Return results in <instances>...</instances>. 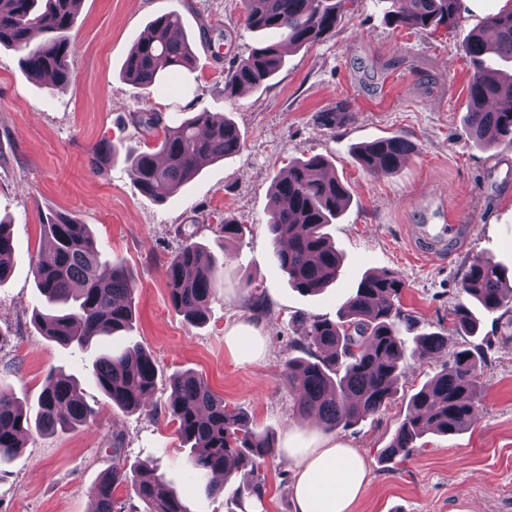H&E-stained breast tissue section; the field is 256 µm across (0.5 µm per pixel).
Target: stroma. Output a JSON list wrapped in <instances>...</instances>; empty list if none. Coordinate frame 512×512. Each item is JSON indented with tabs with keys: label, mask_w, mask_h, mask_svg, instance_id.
<instances>
[{
	"label": "stroma",
	"mask_w": 512,
	"mask_h": 512,
	"mask_svg": "<svg viewBox=\"0 0 512 512\" xmlns=\"http://www.w3.org/2000/svg\"><path fill=\"white\" fill-rule=\"evenodd\" d=\"M507 0H462L458 27L420 31L387 22L373 0H350L335 36L287 49L285 66L258 88L224 92L234 61L261 39L245 24L243 0H81L69 32L71 78L53 93L30 78L18 52L0 48V220L10 226V271L0 280V389L35 404L47 380H75L97 411L90 423L52 434L30 432L17 455L0 461V512H90L99 479L114 465L156 469L188 512H240L237 489L264 485L251 512H292L294 471L270 459L209 496L190 477L189 449L167 411L170 378L203 376L225 404L257 431L283 441L307 420L285 368L303 356L304 318L335 319L338 307L369 272L405 283L401 304L413 320L406 339L439 332L447 347L431 358L407 351V370L386 406L337 428V441L364 453L371 487L356 512H512V341L497 312H478L476 334L454 329L451 312L468 297L470 263L489 257L512 275V143L484 150L467 137L464 115L470 63L462 40ZM176 10L193 46V71L143 91L122 78L137 39L156 17ZM348 103L350 116L329 131L320 112ZM230 117L241 134L236 154L205 163L197 176L159 202L144 195L124 155L153 148L162 130L147 131L135 112L164 122L200 111ZM401 135L417 146L397 173L362 169L355 146ZM121 154L90 171L92 145ZM326 157L350 192L344 213L327 228L344 254L340 277L317 294L292 288L273 259L268 231L270 187L290 162ZM469 226L447 257L415 259L412 224L422 210ZM87 224L106 260L135 282L130 327L96 337L84 350L44 336L33 320L41 303L34 267L47 242L45 218ZM245 229L225 239V217ZM215 258L218 276L203 324L174 310L164 270L184 234ZM241 323L266 332L268 348L254 361L232 353L224 337ZM141 344L158 367V385L143 409L113 407L91 378L102 352ZM481 348L480 398L472 423L450 435L429 434L416 448L383 462L410 399L463 349Z\"/></svg>",
	"instance_id": "obj_1"
}]
</instances>
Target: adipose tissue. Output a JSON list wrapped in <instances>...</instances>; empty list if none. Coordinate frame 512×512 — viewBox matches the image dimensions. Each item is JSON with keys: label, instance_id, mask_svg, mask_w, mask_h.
<instances>
[{"label": "adipose tissue", "instance_id": "adipose-tissue-1", "mask_svg": "<svg viewBox=\"0 0 512 512\" xmlns=\"http://www.w3.org/2000/svg\"><path fill=\"white\" fill-rule=\"evenodd\" d=\"M277 457L295 471L293 512H354L370 487L367 458L314 429L289 433Z\"/></svg>", "mask_w": 512, "mask_h": 512}]
</instances>
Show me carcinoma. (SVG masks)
<instances>
[{
	"mask_svg": "<svg viewBox=\"0 0 512 512\" xmlns=\"http://www.w3.org/2000/svg\"><path fill=\"white\" fill-rule=\"evenodd\" d=\"M348 0H244L245 23L255 32H272L277 42L254 48L232 65L224 79V93L262 85L285 64L282 44L301 47L336 34ZM387 3L386 18L397 27L435 31L452 26L460 15L461 0H377ZM77 0H0V46L22 52L21 63L33 78L49 79V90L68 83L71 29ZM495 37L483 30L469 32L462 48L472 66L466 100V133L477 145L501 140L512 142V75L500 66L512 64V8L487 20ZM43 35L32 41V31ZM181 17L172 10L155 18L127 57L124 77L147 90L163 76L175 77L194 67L188 41L176 36ZM349 116V104L317 115V124L333 130ZM132 120L145 130L162 123L153 112H134ZM240 132L222 114L196 112L164 126L156 151L126 155L140 191L158 201L166 200L189 183L200 167L239 151ZM415 145L400 135L380 138L355 150L359 165L392 174L399 170ZM115 145L97 144L89 149V164L99 170L115 158ZM328 161L314 155L291 163L288 172L271 187L267 224L274 243L273 258L289 282L303 293H316L336 280L342 257L324 232L347 208L350 194L335 176L327 177ZM52 248L35 264L42 309L34 319L53 341L84 348L96 336L115 334L132 323L133 279L121 266L101 260V251L88 225L66 215L42 224ZM12 253L9 225L0 223V277ZM165 276L172 306L191 323L202 320L217 278L215 261L192 236L168 263ZM404 281L393 273H369L339 307L336 320L312 318L302 322L299 334L306 350L320 359L288 360L286 376L296 392L298 407L316 414L321 426L346 428L377 413L393 397L403 374L407 346L398 325L408 320L400 307ZM465 293L487 312L512 301L507 293L505 270L488 257L470 264L464 278ZM454 325L464 333L476 330V317L466 305L454 310ZM418 354L432 357L446 347L439 332L414 337ZM484 354L478 349L455 354L453 362L436 374L410 401V410L386 449L394 458L408 454L424 435L452 434L474 412L480 389L478 375ZM92 377L123 411L143 407L157 386L158 369L151 354L135 344L123 351L101 355ZM169 412L178 424L182 442L189 446L194 476L234 470L258 471L274 456L272 440L256 432L242 413L229 410L224 398L194 372L180 374L169 383ZM97 415L66 378L48 379L31 412L17 398L0 389V460L23 447L24 434L36 429L51 433L77 427ZM131 483L144 504L143 512H188L176 492L153 471L116 465L95 486L96 512H117L115 491Z\"/></svg>",
	"mask_w": 512,
	"mask_h": 512,
	"instance_id": "obj_1",
	"label": "carcinoma"
}]
</instances>
